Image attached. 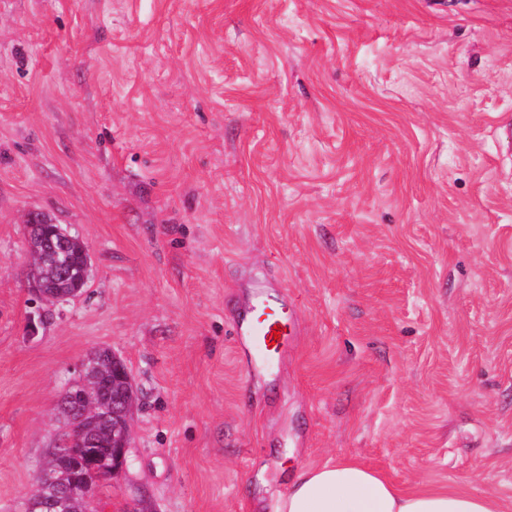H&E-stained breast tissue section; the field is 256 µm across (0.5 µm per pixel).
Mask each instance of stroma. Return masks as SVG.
Returning <instances> with one entry per match:
<instances>
[{
	"label": "stroma",
	"mask_w": 512,
	"mask_h": 512,
	"mask_svg": "<svg viewBox=\"0 0 512 512\" xmlns=\"http://www.w3.org/2000/svg\"><path fill=\"white\" fill-rule=\"evenodd\" d=\"M512 0H0V512L81 361L138 390L104 512H274L356 460L512 512ZM87 245L30 288L24 220ZM296 311L244 372L257 285Z\"/></svg>",
	"instance_id": "1"
}]
</instances>
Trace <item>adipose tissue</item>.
Returning <instances> with one entry per match:
<instances>
[{
  "label": "adipose tissue",
  "mask_w": 512,
  "mask_h": 512,
  "mask_svg": "<svg viewBox=\"0 0 512 512\" xmlns=\"http://www.w3.org/2000/svg\"><path fill=\"white\" fill-rule=\"evenodd\" d=\"M276 512H498L492 496L458 490L408 491L344 460L301 468Z\"/></svg>",
  "instance_id": "ef3b65f1"
}]
</instances>
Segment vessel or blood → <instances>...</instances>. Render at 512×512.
I'll return each mask as SVG.
<instances>
[{
  "label": "vessel or blood",
  "mask_w": 512,
  "mask_h": 512,
  "mask_svg": "<svg viewBox=\"0 0 512 512\" xmlns=\"http://www.w3.org/2000/svg\"><path fill=\"white\" fill-rule=\"evenodd\" d=\"M295 322L281 313L266 296H258L242 316L237 333L244 336L255 355L287 353Z\"/></svg>",
  "instance_id": "vessel-or-blood-1"
}]
</instances>
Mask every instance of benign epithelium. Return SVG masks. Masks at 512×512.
I'll return each instance as SVG.
<instances>
[{"mask_svg": "<svg viewBox=\"0 0 512 512\" xmlns=\"http://www.w3.org/2000/svg\"><path fill=\"white\" fill-rule=\"evenodd\" d=\"M44 217L36 211L28 213L25 221L26 241L32 258V287L47 301L66 302L76 294H53L44 290L42 275L53 273L65 278L73 273L69 268V250L77 239L55 224L50 236L43 235ZM112 361V402L100 404L96 391L86 389L81 394V403L99 414L103 428H68L70 444L74 448H85L83 458L56 459L46 463L39 474L42 508L47 512H76V500L86 503L95 500L97 486L92 484L84 470L88 469L100 479L112 481L124 471L127 465V450L130 447V422L136 408L137 396L131 375L116 355ZM66 464L72 471L70 482H62L55 477V471Z\"/></svg>", "mask_w": 512, "mask_h": 512, "instance_id": "1", "label": "benign epithelium"}]
</instances>
